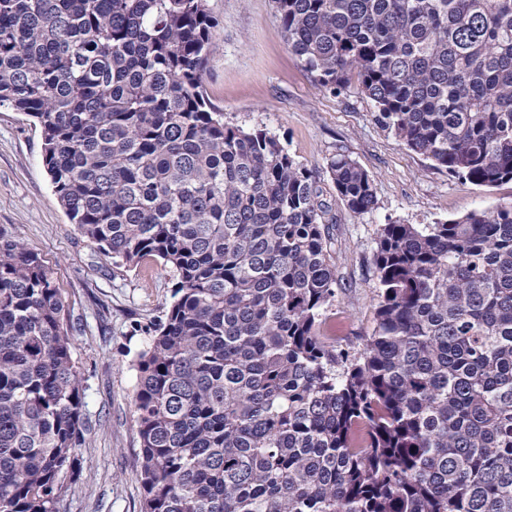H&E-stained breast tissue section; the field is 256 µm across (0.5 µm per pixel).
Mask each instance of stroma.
<instances>
[{
    "label": "stroma",
    "mask_w": 512,
    "mask_h": 512,
    "mask_svg": "<svg viewBox=\"0 0 512 512\" xmlns=\"http://www.w3.org/2000/svg\"><path fill=\"white\" fill-rule=\"evenodd\" d=\"M217 21L204 89L224 120L275 135L316 172L336 218L332 249L341 287L327 311L352 349L375 328L378 282L372 257L382 224H433L512 202V182L477 186L449 178L375 118L356 86L325 91L288 47L274 0H207ZM343 154L373 178L375 206L356 216L338 198L328 160ZM0 230L17 236L49 268L72 325L83 378L86 442L80 477L61 512H141L133 362L147 339L134 322L163 317L173 277L156 262L129 268L104 257L71 224L42 162L37 121L0 107Z\"/></svg>",
    "instance_id": "1"
}]
</instances>
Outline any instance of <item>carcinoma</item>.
Here are the masks:
<instances>
[{"label": "carcinoma", "mask_w": 512, "mask_h": 512, "mask_svg": "<svg viewBox=\"0 0 512 512\" xmlns=\"http://www.w3.org/2000/svg\"><path fill=\"white\" fill-rule=\"evenodd\" d=\"M290 50L448 176L512 181V0H274ZM207 0H0V106L42 128L81 235L173 273L133 333L142 512H512V203L378 232L376 325L339 288L315 174L204 94ZM327 169L354 215L373 179ZM49 269L0 231V512H60L84 385Z\"/></svg>", "instance_id": "obj_1"}]
</instances>
